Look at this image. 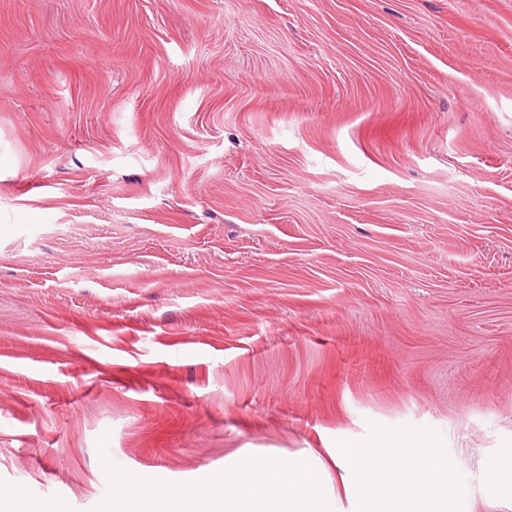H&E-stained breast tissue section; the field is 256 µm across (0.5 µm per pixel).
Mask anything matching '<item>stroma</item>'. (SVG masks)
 I'll list each match as a JSON object with an SVG mask.
<instances>
[{"label":"stroma","mask_w":512,"mask_h":512,"mask_svg":"<svg viewBox=\"0 0 512 512\" xmlns=\"http://www.w3.org/2000/svg\"><path fill=\"white\" fill-rule=\"evenodd\" d=\"M106 429L423 435L512 512V0H0V512H87Z\"/></svg>","instance_id":"1"}]
</instances>
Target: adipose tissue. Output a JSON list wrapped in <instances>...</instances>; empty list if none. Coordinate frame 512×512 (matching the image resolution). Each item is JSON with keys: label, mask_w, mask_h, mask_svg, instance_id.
I'll use <instances>...</instances> for the list:
<instances>
[{"label": "adipose tissue", "mask_w": 512, "mask_h": 512, "mask_svg": "<svg viewBox=\"0 0 512 512\" xmlns=\"http://www.w3.org/2000/svg\"><path fill=\"white\" fill-rule=\"evenodd\" d=\"M426 445L423 436L409 435L341 449L336 467L356 480L353 512H473L447 454Z\"/></svg>", "instance_id": "adipose-tissue-1"}]
</instances>
